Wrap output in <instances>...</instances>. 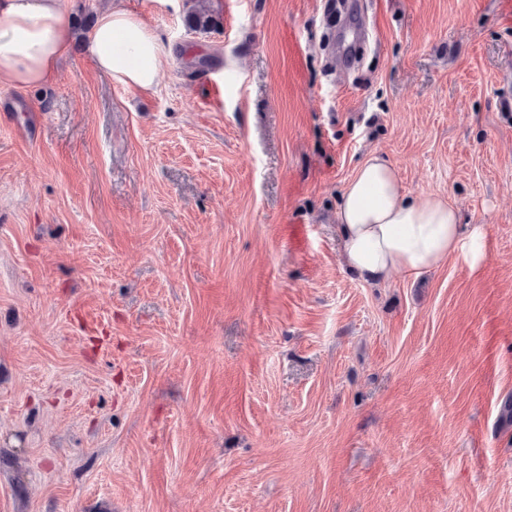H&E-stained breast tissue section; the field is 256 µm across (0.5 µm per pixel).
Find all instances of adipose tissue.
I'll return each mask as SVG.
<instances>
[{"label":"adipose tissue","instance_id":"ef3b65f1","mask_svg":"<svg viewBox=\"0 0 512 512\" xmlns=\"http://www.w3.org/2000/svg\"><path fill=\"white\" fill-rule=\"evenodd\" d=\"M72 37L62 0H0V81L26 91L52 85ZM87 50L102 72L143 91L155 87L168 54L143 21L109 6L98 15ZM336 219L345 265L371 283L395 273L416 278L451 258L473 272L486 261L484 225L462 226L458 209L437 194L410 199L397 169L377 154L346 184Z\"/></svg>","mask_w":512,"mask_h":512}]
</instances>
